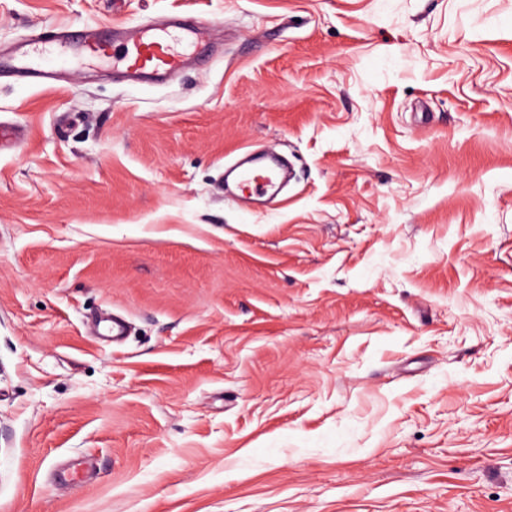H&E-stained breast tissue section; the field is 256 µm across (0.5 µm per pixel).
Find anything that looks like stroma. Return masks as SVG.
Returning <instances> with one entry per match:
<instances>
[{"label": "stroma", "instance_id": "obj_1", "mask_svg": "<svg viewBox=\"0 0 512 512\" xmlns=\"http://www.w3.org/2000/svg\"><path fill=\"white\" fill-rule=\"evenodd\" d=\"M159 15L221 25L170 83L0 76V512H512V0H0V47ZM231 174L242 197H273L279 192L281 175L273 155L262 165L242 160Z\"/></svg>", "mask_w": 512, "mask_h": 512}]
</instances>
